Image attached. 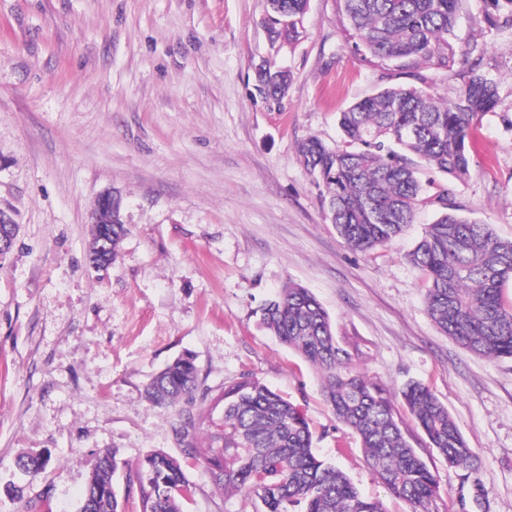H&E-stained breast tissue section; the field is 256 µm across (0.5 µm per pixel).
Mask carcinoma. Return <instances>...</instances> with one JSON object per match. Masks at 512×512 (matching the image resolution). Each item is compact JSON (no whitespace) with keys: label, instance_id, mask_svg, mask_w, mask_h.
Returning a JSON list of instances; mask_svg holds the SVG:
<instances>
[{"label":"carcinoma","instance_id":"1","mask_svg":"<svg viewBox=\"0 0 512 512\" xmlns=\"http://www.w3.org/2000/svg\"><path fill=\"white\" fill-rule=\"evenodd\" d=\"M268 12L285 16L287 27L269 28L271 39L294 40L309 0H267ZM340 13L357 37L356 45L387 66L411 71L423 64L449 70L455 64L454 28L458 0H339ZM290 75L271 64L256 70V89L279 99ZM503 106L497 83L474 72L457 97L444 102L428 86H388L339 112L344 145L310 137L299 145L304 167L324 188L332 223L347 245L366 252L398 237L420 205H439L408 254L426 288L425 310L461 348L490 358H512V305L503 292L512 285V240L500 239L492 225L448 211V185L424 182L419 168L451 181L469 174L470 129ZM112 254L128 234L124 224L102 225ZM261 325L315 369L326 403L359 438L367 465L387 489L429 512L438 482L407 442L387 391L351 366L336 341L317 298L295 282L286 283L261 308ZM400 396L416 426L448 465L472 468L478 462L448 408L425 386L409 382ZM156 406L182 401L174 432L184 445L179 461L163 452L148 454L138 472L142 512H189L194 484L186 467L202 460L224 495L259 512H385L383 504L359 493L350 478L313 451L309 424L280 393L244 377L224 386L221 427L208 447L196 435L210 420L208 392L194 362L178 358L146 389ZM36 476L45 468L41 454L19 459ZM117 453L104 451L85 490L79 512H124L116 490Z\"/></svg>","mask_w":512,"mask_h":512}]
</instances>
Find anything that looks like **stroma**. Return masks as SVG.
<instances>
[{"mask_svg": "<svg viewBox=\"0 0 512 512\" xmlns=\"http://www.w3.org/2000/svg\"><path fill=\"white\" fill-rule=\"evenodd\" d=\"M265 18L266 0H0V210L18 226L0 260V512H77L107 449L126 512H140L144 456H184L176 409L145 389L186 354L209 400L243 376L285 394L316 454L387 512H410L313 370L260 327L290 280L322 303L356 370L393 394L422 382L478 455L449 466L395 402L439 484L430 512H512V359L443 335L407 258L434 206L386 246L352 250L298 155L311 136L341 144L337 113L381 88L423 80L449 101L486 74L504 105L472 130L448 206L512 240V0H459L453 68L412 74L358 51L338 0H310L291 42L270 41ZM266 62L292 74L281 100L255 90ZM113 189L128 234L99 270L89 214ZM30 451L47 460L34 477L17 467ZM188 476L190 512H241L204 464Z\"/></svg>", "mask_w": 512, "mask_h": 512, "instance_id": "obj_1", "label": "stroma"}]
</instances>
